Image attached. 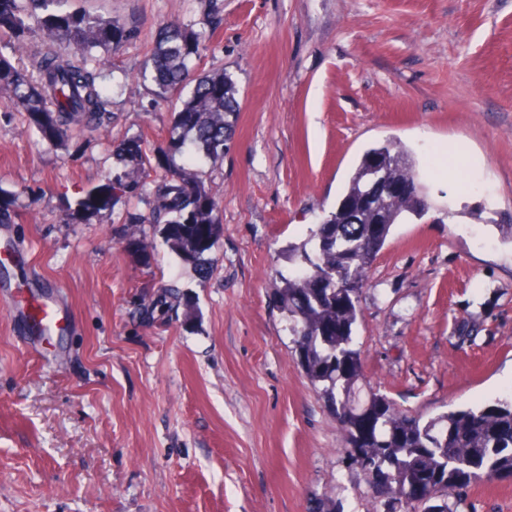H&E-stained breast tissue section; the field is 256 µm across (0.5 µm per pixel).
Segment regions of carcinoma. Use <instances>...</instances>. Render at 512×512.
Masks as SVG:
<instances>
[{
	"label": "carcinoma",
	"mask_w": 512,
	"mask_h": 512,
	"mask_svg": "<svg viewBox=\"0 0 512 512\" xmlns=\"http://www.w3.org/2000/svg\"><path fill=\"white\" fill-rule=\"evenodd\" d=\"M69 2L0 0V96L25 112L28 127L49 145L67 140L76 126L98 130L112 123L103 75L108 61H93L92 51L114 52L138 37L137 27L70 10ZM209 4L195 25L169 21L158 28L142 73L153 85L152 103L177 99L166 145L152 149L140 134L127 137L124 169L68 204L62 217L70 222L123 201L129 204L123 223L163 225L170 250L202 273V255L215 245L221 224L203 166L224 156L240 111L231 76H192L222 22L214 0ZM34 31L51 49L20 66L15 53ZM376 166L405 186L379 205L371 200ZM426 206L400 143L366 151L336 207L305 240L288 244L292 269L274 288L298 360L344 433L346 467L370 481L375 512H454L448 498L472 482L512 477V401L424 421L359 386L360 289L338 282L365 284L391 227L414 221Z\"/></svg>",
	"instance_id": "carcinoma-1"
}]
</instances>
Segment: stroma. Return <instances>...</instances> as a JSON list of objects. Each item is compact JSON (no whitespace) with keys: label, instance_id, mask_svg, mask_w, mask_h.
I'll list each match as a JSON object with an SVG mask.
<instances>
[{"label":"stroma","instance_id":"1","mask_svg":"<svg viewBox=\"0 0 512 512\" xmlns=\"http://www.w3.org/2000/svg\"><path fill=\"white\" fill-rule=\"evenodd\" d=\"M207 0H71L136 25L105 132L52 147L0 100V512H373L273 295L365 149L397 140L431 209L393 225L359 298L362 381L404 411L512 398V0H220L203 72L241 110L206 165L222 224L199 276L123 205L70 223L126 136L165 145L175 105L139 72L158 25ZM28 194H21V187ZM176 284L179 299H166ZM46 304L62 316L40 329ZM458 512H512V477Z\"/></svg>","mask_w":512,"mask_h":512}]
</instances>
